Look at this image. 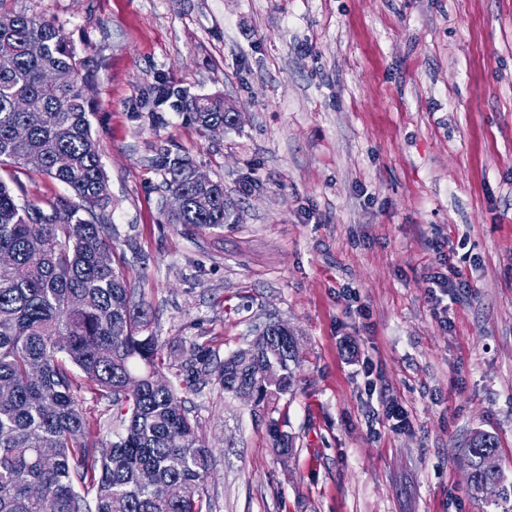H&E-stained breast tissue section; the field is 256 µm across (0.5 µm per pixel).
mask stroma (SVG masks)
Here are the masks:
<instances>
[{
  "instance_id": "1",
  "label": "stroma",
  "mask_w": 512,
  "mask_h": 512,
  "mask_svg": "<svg viewBox=\"0 0 512 512\" xmlns=\"http://www.w3.org/2000/svg\"><path fill=\"white\" fill-rule=\"evenodd\" d=\"M86 59L114 265L168 361L217 359L273 319L306 360L277 415L207 383L187 404L213 448L212 512H512V0H0ZM220 97L221 133L156 107ZM233 203L168 223L160 149ZM20 199L65 187L0 168ZM461 277L447 313L436 275ZM377 384L408 417L391 428ZM498 437L503 489L468 482L472 430Z\"/></svg>"
}]
</instances>
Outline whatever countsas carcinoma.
Masks as SVG:
<instances>
[{
  "instance_id": "obj_1",
  "label": "carcinoma",
  "mask_w": 512,
  "mask_h": 512,
  "mask_svg": "<svg viewBox=\"0 0 512 512\" xmlns=\"http://www.w3.org/2000/svg\"><path fill=\"white\" fill-rule=\"evenodd\" d=\"M0 166L15 165L61 183L68 196L43 207L19 202L0 179V512H211L204 492L213 449L179 391L193 392L203 378L233 396L255 391L265 407L297 385L301 344L265 326L251 344L222 360L203 345L171 364L151 330L144 302L135 300L122 273L99 261L112 252L103 209L106 175L85 89L92 74L53 22L0 14ZM65 71L61 86L46 80ZM201 128L230 127L224 100L185 102ZM166 188L183 206L172 224L222 227L224 185L199 186L192 159L169 150L159 155ZM88 389L112 406L120 427L105 448L80 409ZM280 454L292 443L270 419ZM499 452L486 432L467 445L470 483L491 493L504 481L483 458Z\"/></svg>"
}]
</instances>
